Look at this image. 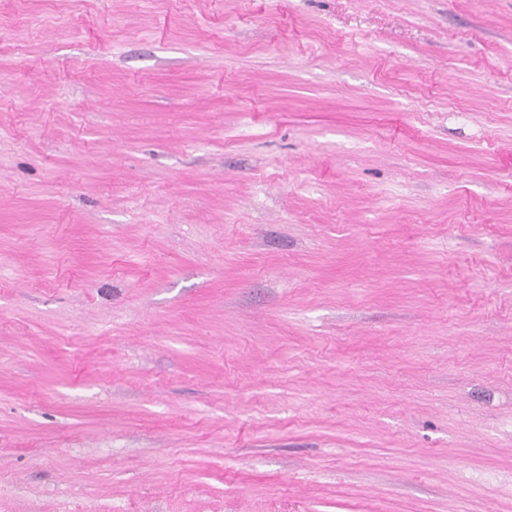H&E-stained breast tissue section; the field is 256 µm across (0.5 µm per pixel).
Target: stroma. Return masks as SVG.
<instances>
[{"label": "stroma", "mask_w": 512, "mask_h": 512, "mask_svg": "<svg viewBox=\"0 0 512 512\" xmlns=\"http://www.w3.org/2000/svg\"><path fill=\"white\" fill-rule=\"evenodd\" d=\"M0 512H512V0H0Z\"/></svg>", "instance_id": "obj_1"}]
</instances>
